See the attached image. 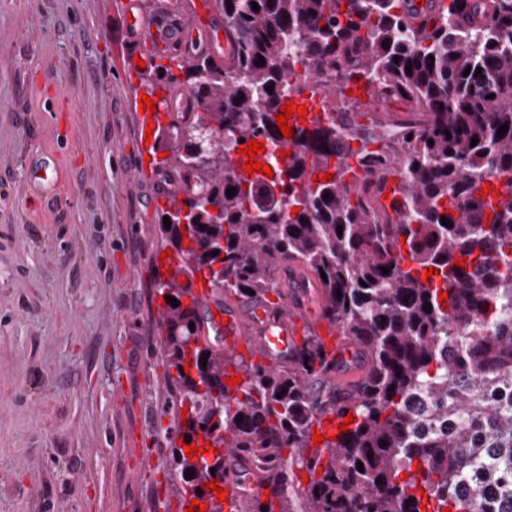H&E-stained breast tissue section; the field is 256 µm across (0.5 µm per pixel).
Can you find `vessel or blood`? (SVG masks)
<instances>
[{
  "label": "vessel or blood",
  "instance_id": "1",
  "mask_svg": "<svg viewBox=\"0 0 512 512\" xmlns=\"http://www.w3.org/2000/svg\"><path fill=\"white\" fill-rule=\"evenodd\" d=\"M119 4L128 20L126 38L135 53L134 60L127 63L129 79L138 78L141 64H152L160 54L176 61L181 56L197 54L220 58L231 51L220 11H212L209 22L202 27L167 10L143 13L139 0H119ZM190 98V92L185 90L162 93L156 100L155 112H141L138 137H145L155 120L167 123L177 119L179 113L186 111ZM289 99L307 108L305 115H292L289 126L310 128L330 122L331 113L322 109L325 94L317 84H308L303 93L290 94ZM279 285L286 293L281 306L275 309L257 298L222 300L207 286L195 284L193 293L200 303L202 335L226 352H252L265 365L287 364L293 338L303 335L306 329L301 316L315 311L318 301L306 275L298 269H282ZM222 487L232 503L261 493L263 484L254 459L237 451L225 454Z\"/></svg>",
  "mask_w": 512,
  "mask_h": 512
}]
</instances>
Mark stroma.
<instances>
[{
    "label": "stroma",
    "mask_w": 512,
    "mask_h": 512,
    "mask_svg": "<svg viewBox=\"0 0 512 512\" xmlns=\"http://www.w3.org/2000/svg\"><path fill=\"white\" fill-rule=\"evenodd\" d=\"M115 0H0V512H167L175 384ZM62 91L73 111L46 103ZM41 157L56 197L30 188Z\"/></svg>",
    "instance_id": "1"
}]
</instances>
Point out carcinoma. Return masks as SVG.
Listing matches in <instances>:
<instances>
[{
  "label": "carcinoma",
  "instance_id": "carcinoma-1",
  "mask_svg": "<svg viewBox=\"0 0 512 512\" xmlns=\"http://www.w3.org/2000/svg\"><path fill=\"white\" fill-rule=\"evenodd\" d=\"M202 2L224 12L229 56L159 63L144 80L153 93L178 86L199 101L155 146L169 152L164 167L198 176L194 193L158 210L156 227L188 284L156 271L153 285L177 409L187 408L178 435L215 450L190 459L173 448L172 493L224 512L206 486L224 479L228 449L255 457L270 491L240 512H512V0H438L418 23L414 0ZM311 78L349 105H360L361 85L408 109L389 126L344 109L299 134L274 179L240 177L232 148L279 143L276 116ZM340 141L359 143L363 184L313 180L336 168ZM391 176L399 187L387 206L380 196ZM488 183L498 192L484 191ZM281 265L314 274L322 319L368 364L342 408L356 421L328 444L325 462L311 429L336 411V388L311 385L330 381L336 350L305 335L288 365L273 369L226 358L189 327L200 322L195 280L264 297L278 293ZM429 267L438 274L426 279ZM229 364L242 375L233 397Z\"/></svg>",
  "mask_w": 512,
  "mask_h": 512
}]
</instances>
